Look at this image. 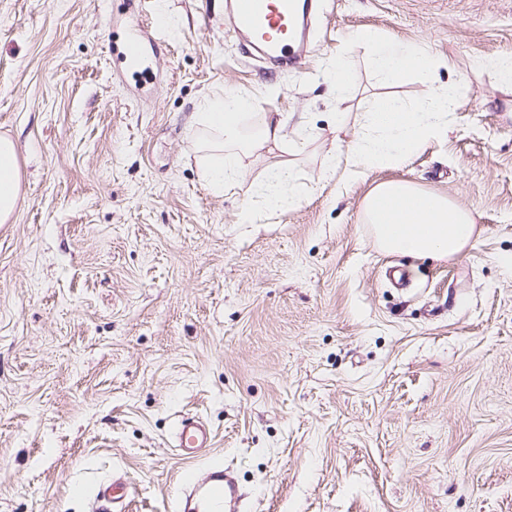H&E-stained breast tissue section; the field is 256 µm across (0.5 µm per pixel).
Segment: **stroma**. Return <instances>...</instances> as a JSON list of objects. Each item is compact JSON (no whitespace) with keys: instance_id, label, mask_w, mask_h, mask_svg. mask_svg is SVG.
Segmentation results:
<instances>
[{"instance_id":"35a3bbf8","label":"stroma","mask_w":512,"mask_h":512,"mask_svg":"<svg viewBox=\"0 0 512 512\" xmlns=\"http://www.w3.org/2000/svg\"><path fill=\"white\" fill-rule=\"evenodd\" d=\"M220 14L0 0V135L22 173L0 224V512H88L115 475L123 512H179L180 475L213 463L236 471L243 512H512V91L490 66L512 57V0H325L288 72L243 54ZM364 29L448 63L387 85ZM139 30L141 74L121 59ZM338 58L340 101L323 81ZM434 86L457 91L447 137L348 177L375 99ZM223 92L290 122L216 194L192 115ZM280 164L300 199L272 209L257 185ZM388 180L473 209L474 245L380 250L360 212ZM187 415L215 441L191 464Z\"/></svg>"}]
</instances>
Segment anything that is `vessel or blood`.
I'll return each instance as SVG.
<instances>
[{"mask_svg": "<svg viewBox=\"0 0 512 512\" xmlns=\"http://www.w3.org/2000/svg\"><path fill=\"white\" fill-rule=\"evenodd\" d=\"M322 4L323 0H224L223 17L229 32L245 40L266 62L295 68L318 36ZM176 441L180 455L190 460L213 446L210 431L193 417L179 420ZM180 483L185 499L195 503L197 512H238L237 486L224 467L212 468L203 478L183 473ZM125 492L117 482L100 484L92 512H118L116 505Z\"/></svg>", "mask_w": 512, "mask_h": 512, "instance_id": "obj_1", "label": "vessel or blood"}]
</instances>
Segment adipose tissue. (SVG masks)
Wrapping results in <instances>:
<instances>
[{"label": "adipose tissue", "mask_w": 512, "mask_h": 512, "mask_svg": "<svg viewBox=\"0 0 512 512\" xmlns=\"http://www.w3.org/2000/svg\"><path fill=\"white\" fill-rule=\"evenodd\" d=\"M370 61L386 82L405 74L427 73L439 58L423 51L380 41L370 30L358 33ZM249 98L228 94L206 99L193 121L199 136L195 154L201 178L217 194L244 175L243 156L256 145L281 146L286 120L278 112H255ZM455 109L452 88H432L416 104L379 98L363 117V131L347 148L348 173L401 165L427 143L448 135V115ZM21 192L16 142L0 136V223L14 216ZM362 220L377 247L387 253L449 260L460 255L477 235L472 210L450 197L407 181H384L365 197Z\"/></svg>", "instance_id": "ef3b65f1"}]
</instances>
